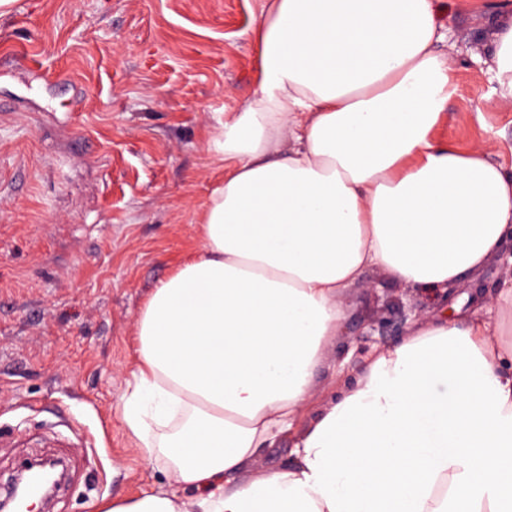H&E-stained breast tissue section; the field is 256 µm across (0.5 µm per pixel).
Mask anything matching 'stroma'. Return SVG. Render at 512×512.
<instances>
[{"label":"stroma","instance_id":"obj_1","mask_svg":"<svg viewBox=\"0 0 512 512\" xmlns=\"http://www.w3.org/2000/svg\"><path fill=\"white\" fill-rule=\"evenodd\" d=\"M262 0H17L0 17V483L30 458L69 459L53 512L166 487L112 406L126 390L143 304L199 244L224 173L207 148L254 89ZM455 90L435 139L491 143L512 169V110L478 111L496 0H439ZM369 272L317 374L327 400L409 309L471 310Z\"/></svg>","mask_w":512,"mask_h":512}]
</instances>
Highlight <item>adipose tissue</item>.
<instances>
[{
  "instance_id": "ef3b65f1",
  "label": "adipose tissue",
  "mask_w": 512,
  "mask_h": 512,
  "mask_svg": "<svg viewBox=\"0 0 512 512\" xmlns=\"http://www.w3.org/2000/svg\"><path fill=\"white\" fill-rule=\"evenodd\" d=\"M435 0H266L254 90L208 142L200 251L134 324L113 407L168 490L96 512H512V284L497 316L421 319L303 431L368 271L435 296L512 235V173L432 136L455 84ZM490 107H512V14ZM294 436L288 469L253 472Z\"/></svg>"
}]
</instances>
